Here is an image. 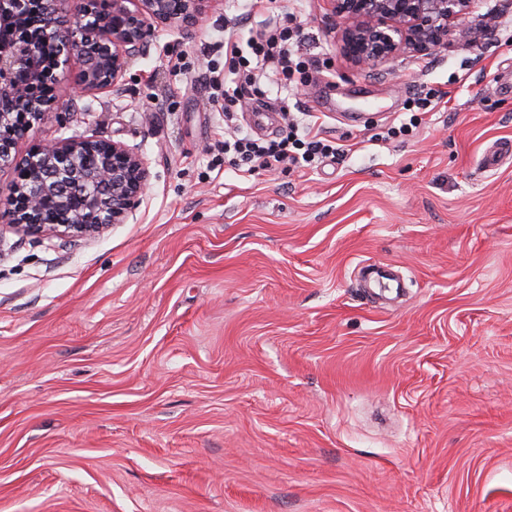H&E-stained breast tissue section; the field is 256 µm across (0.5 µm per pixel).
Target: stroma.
<instances>
[{"label":"stroma","mask_w":512,"mask_h":512,"mask_svg":"<svg viewBox=\"0 0 512 512\" xmlns=\"http://www.w3.org/2000/svg\"><path fill=\"white\" fill-rule=\"evenodd\" d=\"M161 30L122 89L35 125L148 160L127 223L0 243V512H512V0L476 46L361 69L328 0L294 17L311 85L265 96L345 145L300 174L224 159L219 41ZM445 104L388 135L409 98Z\"/></svg>","instance_id":"1"}]
</instances>
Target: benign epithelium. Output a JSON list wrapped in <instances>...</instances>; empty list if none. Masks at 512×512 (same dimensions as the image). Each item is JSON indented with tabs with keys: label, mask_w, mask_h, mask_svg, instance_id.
<instances>
[{
	"label": "benign epithelium",
	"mask_w": 512,
	"mask_h": 512,
	"mask_svg": "<svg viewBox=\"0 0 512 512\" xmlns=\"http://www.w3.org/2000/svg\"><path fill=\"white\" fill-rule=\"evenodd\" d=\"M59 0H0V28L15 48H0V170L15 175L11 196L0 205V241L7 233L34 238L94 237L123 224L149 184L143 157L124 143L93 137L42 143L17 150L36 124L69 109L56 98L41 100L14 81L23 71L31 85L59 79L78 61L72 81L80 95L117 90L129 61L161 29L182 30L223 0H109L102 14L84 4L66 17ZM338 22L340 54L359 68L389 66L405 53L428 56L454 35L473 46L469 20L474 0H329ZM53 41L55 56L38 52Z\"/></svg>",
	"instance_id": "1"
}]
</instances>
